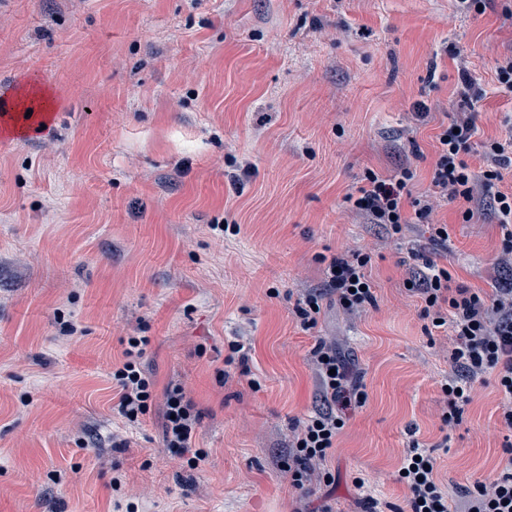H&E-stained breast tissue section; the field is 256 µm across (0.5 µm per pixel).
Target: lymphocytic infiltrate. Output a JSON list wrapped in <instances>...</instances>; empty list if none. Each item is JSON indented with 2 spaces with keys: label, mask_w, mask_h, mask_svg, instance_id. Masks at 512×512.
<instances>
[{
  "label": "lymphocytic infiltrate",
  "mask_w": 512,
  "mask_h": 512,
  "mask_svg": "<svg viewBox=\"0 0 512 512\" xmlns=\"http://www.w3.org/2000/svg\"><path fill=\"white\" fill-rule=\"evenodd\" d=\"M476 89L474 81L464 79L459 93L462 110L436 136L432 182L442 197L466 202L462 213L466 222L474 216L476 192L492 194L494 216L504 231L500 259L506 262L512 260V193L500 191L499 185L505 170L512 169V137L475 141L472 94ZM475 149L484 161L478 171L464 159ZM414 177L408 167L392 177L366 170L351 199L352 206L370 223L385 225L395 235L402 233L409 217H416L431 224V242L447 244V225L432 223V205L411 195L409 185ZM411 258L414 267L405 283L407 290L421 299L423 318L443 327L451 326L454 336L451 360L455 372L441 386L446 401L441 417L443 428L460 424L464 408L471 401L473 384L490 376L504 396L501 423L512 431V288H496L489 293L464 286L453 288L448 284L447 269L439 267L425 250L412 252ZM370 262V255L360 251L333 256L323 269L326 292H308L295 304L294 313L301 328L310 331L317 327L328 295L348 312L374 305L375 288L366 273ZM148 343V337H130L122 366L112 372V383L119 391L117 411L130 422L146 414L154 399V382L143 365ZM311 362L325 406L315 410L293 434L286 471L289 482L297 488L307 481V462L326 460L334 448L345 425V411L365 401L335 347L316 343ZM164 414V447L172 456L184 459L190 469H198L205 454L192 450L191 441L199 415L182 387L166 389ZM398 480L409 491V512H452L448 494L437 476L436 459L419 440H412L398 470ZM463 512H512V462L501 473L476 481L468 489Z\"/></svg>",
  "instance_id": "obj_1"
}]
</instances>
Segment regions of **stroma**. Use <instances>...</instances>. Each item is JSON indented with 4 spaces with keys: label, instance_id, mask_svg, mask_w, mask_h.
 Wrapping results in <instances>:
<instances>
[{
    "label": "stroma",
    "instance_id": "35a3bbf8",
    "mask_svg": "<svg viewBox=\"0 0 512 512\" xmlns=\"http://www.w3.org/2000/svg\"><path fill=\"white\" fill-rule=\"evenodd\" d=\"M503 7L0 0V116L26 129L0 138V512H356L367 496L406 512L397 471L414 438L455 504L504 467L512 432L493 383L441 430L453 336L404 287L429 226L397 237L346 201L368 168L412 167L413 197L434 194L461 76L486 92L478 139L512 132V92L495 80L512 53ZM31 83L53 97L47 121L16 99ZM461 209L437 200L450 238L435 261L455 287L511 285L492 197L470 222ZM357 249L372 256L375 306L325 300L303 331L293 308L323 285L318 255ZM132 336L149 339L155 394L134 423L112 388ZM320 340L366 394L324 463L331 490L283 470L296 425L323 405ZM236 342L246 363L229 360ZM172 385L201 413L195 470L163 446Z\"/></svg>",
    "mask_w": 512,
    "mask_h": 512
}]
</instances>
